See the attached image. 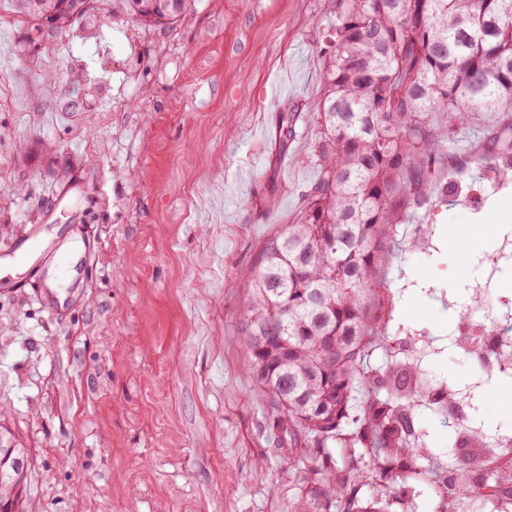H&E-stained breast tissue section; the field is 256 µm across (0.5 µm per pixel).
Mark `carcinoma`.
<instances>
[{"label":"carcinoma","mask_w":512,"mask_h":512,"mask_svg":"<svg viewBox=\"0 0 512 512\" xmlns=\"http://www.w3.org/2000/svg\"><path fill=\"white\" fill-rule=\"evenodd\" d=\"M23 5L34 28L47 13L65 28L83 19L72 0ZM185 8L186 0H113L148 25L172 24ZM329 13L313 146L320 176L263 247L240 315L248 373L271 408L270 440L301 448L298 463L333 444L369 448L383 474H427L448 503L512 496V467H492L476 485L469 473L480 463L462 456L449 480L428 449L415 407H456L462 396L432 389L397 358L379 374L361 366L378 331L373 274L384 245L441 155L455 151V134L494 117L485 159L512 163V0H330ZM509 361L508 351L476 359L483 368ZM359 379L387 397L356 401ZM324 486L343 512H389L380 498L358 499L349 469Z\"/></svg>","instance_id":"obj_1"}]
</instances>
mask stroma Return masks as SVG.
Listing matches in <instances>:
<instances>
[{"label":"stroma","mask_w":512,"mask_h":512,"mask_svg":"<svg viewBox=\"0 0 512 512\" xmlns=\"http://www.w3.org/2000/svg\"><path fill=\"white\" fill-rule=\"evenodd\" d=\"M328 17L327 0H189L172 24L105 12L41 34L0 0V75L26 104L0 106V251L35 231L78 245L65 292L29 263L0 278V426L31 454L21 512H326L314 471L351 461L360 499L438 512L425 480L394 499L362 450L286 465L237 342L260 253L319 175ZM483 136L460 133L384 251L367 355L378 370L427 339L428 378L469 398L485 374L455 340L474 288L491 286L493 316L512 309V180L491 183ZM477 418L512 439V391ZM416 423L461 456L457 417L424 405Z\"/></svg>","instance_id":"1"}]
</instances>
